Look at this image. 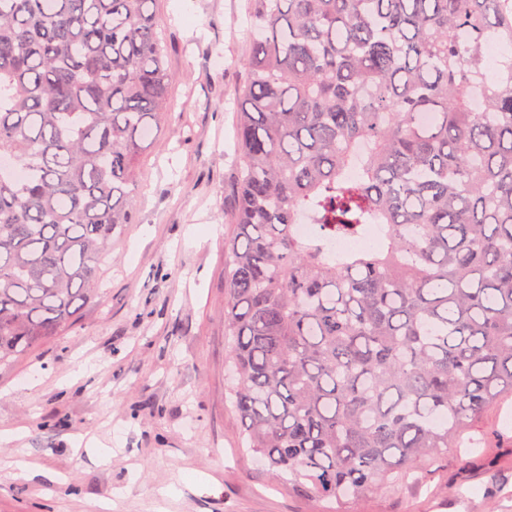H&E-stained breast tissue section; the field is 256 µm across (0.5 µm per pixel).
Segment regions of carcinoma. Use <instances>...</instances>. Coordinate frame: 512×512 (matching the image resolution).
<instances>
[{
	"mask_svg": "<svg viewBox=\"0 0 512 512\" xmlns=\"http://www.w3.org/2000/svg\"><path fill=\"white\" fill-rule=\"evenodd\" d=\"M154 2L0 0V157L29 170L0 173V366L99 299L134 220L170 103ZM249 3L230 395L248 452L346 505L512 417V7ZM373 225L380 248L330 252Z\"/></svg>",
	"mask_w": 512,
	"mask_h": 512,
	"instance_id": "cac0c4a2",
	"label": "carcinoma"
}]
</instances>
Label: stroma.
<instances>
[{
	"label": "stroma",
	"instance_id": "stroma-1",
	"mask_svg": "<svg viewBox=\"0 0 512 512\" xmlns=\"http://www.w3.org/2000/svg\"><path fill=\"white\" fill-rule=\"evenodd\" d=\"M247 0H155L172 109L143 152L103 296L0 367V512H327L242 448L224 243ZM359 512H512V447L448 455Z\"/></svg>",
	"mask_w": 512,
	"mask_h": 512
}]
</instances>
